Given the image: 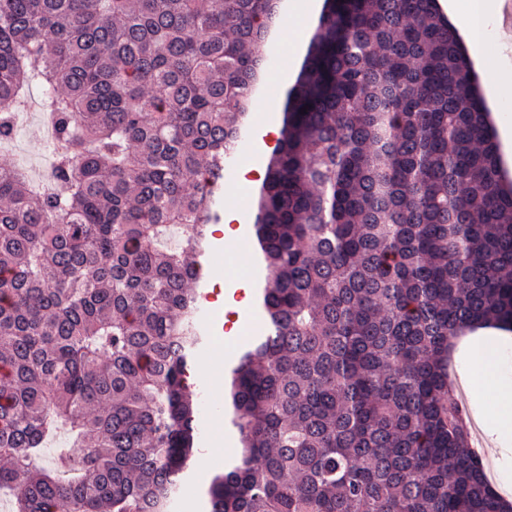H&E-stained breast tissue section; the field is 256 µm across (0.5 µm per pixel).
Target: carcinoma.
Returning a JSON list of instances; mask_svg holds the SVG:
<instances>
[{"label":"carcinoma","instance_id":"1","mask_svg":"<svg viewBox=\"0 0 512 512\" xmlns=\"http://www.w3.org/2000/svg\"><path fill=\"white\" fill-rule=\"evenodd\" d=\"M287 14L0 0V140L35 84L54 130L50 184L0 166L16 512H158L190 470L202 258ZM280 113L248 225L267 330L224 375L241 451L207 512H512L444 369L512 329V184L457 30L435 0H321Z\"/></svg>","mask_w":512,"mask_h":512}]
</instances>
